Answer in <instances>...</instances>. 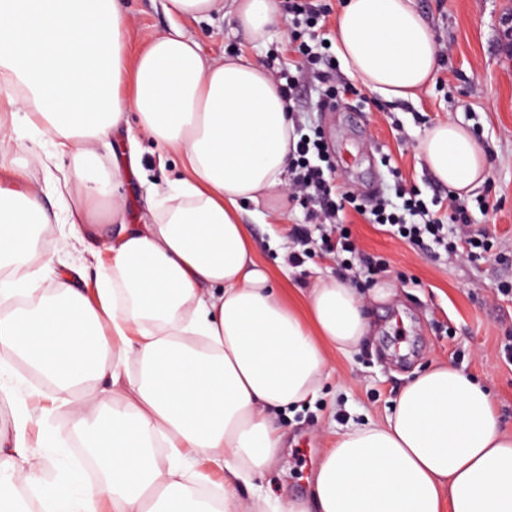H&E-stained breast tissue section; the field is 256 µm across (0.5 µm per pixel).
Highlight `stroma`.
Here are the masks:
<instances>
[{
  "label": "stroma",
  "instance_id": "obj_1",
  "mask_svg": "<svg viewBox=\"0 0 512 512\" xmlns=\"http://www.w3.org/2000/svg\"><path fill=\"white\" fill-rule=\"evenodd\" d=\"M433 27L442 62L433 81L416 100L392 102L364 93L345 95L327 107L313 84H301L290 102L298 124L316 130L328 147L341 191L357 197L365 210L378 199H394L396 185L416 189L424 200H436L441 218H448L457 202L448 187L437 184L417 154L425 130L452 120L469 129L490 161V176L465 199L474 227L486 230L491 250L480 257L447 258L444 250L422 254L406 242L377 229L363 214L345 209L359 248L361 264L377 263L375 275L346 274L336 256L314 244L310 257L298 267L289 265L294 231L309 223L308 204H288L275 194L259 205H246L243 223L249 224L256 257L278 280L304 291L318 275L347 277L361 290L390 282L397 288L389 303L370 306L372 332L351 356L336 355L331 374L317 399L302 409L278 413L285 444L261 485L281 500L305 498L314 470L326 448L351 424H382L414 373L438 362L452 364L487 387L506 429L512 430V361L503 352L512 340V45L504 32L512 27V0H415ZM186 30L204 54L219 56L246 51L270 64L282 57L289 38H297L335 56L332 26L273 31L263 45H248L231 18L189 21ZM21 147L15 164L30 178L42 176L47 148L43 137L31 133L24 117H17ZM104 167L130 166L119 188L126 201L124 221H145L150 187L164 188L182 174L179 157L148 138L129 148L118 137L100 148ZM269 214L255 223L253 211ZM81 270L94 283L99 268L86 244L59 254L51 268L33 259L15 275L20 287L38 291L53 287L70 269ZM26 413L27 446L50 456L40 479L52 483L68 474L69 458L83 459L80 443L68 433L69 413L53 388L16 365L11 398L0 397V429L11 431L14 412Z\"/></svg>",
  "mask_w": 512,
  "mask_h": 512
}]
</instances>
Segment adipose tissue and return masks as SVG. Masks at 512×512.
Masks as SVG:
<instances>
[{
	"mask_svg": "<svg viewBox=\"0 0 512 512\" xmlns=\"http://www.w3.org/2000/svg\"><path fill=\"white\" fill-rule=\"evenodd\" d=\"M163 8L174 24L146 34L131 59L125 0H0V163L19 148L3 113H32L51 146L41 180L0 185V373L21 360L48 380L100 472L92 484L76 470L40 484L49 459L25 448L17 416L0 448V512H28V487L38 488L41 512H512V433L488 389L448 363L411 378L386 423L343 433L310 499L201 495L211 469L264 474L282 445L277 412L317 398L330 358L364 342L368 305L396 290L382 283L363 296L320 276L291 304L253 254L240 215L289 189L297 136L288 100L264 64L202 54L181 22L225 11L261 45L284 22L280 0ZM334 43L347 72L386 100L416 98L439 67L414 0H343ZM132 118L179 156L184 175L149 191V223L88 237L101 205L124 214L108 185L126 172L116 164L104 174L96 149ZM417 150L457 195L488 179L486 155L454 121L432 125ZM64 154L71 169L54 163ZM54 224L68 227L58 250L88 237L110 264L94 287L76 271L38 299L22 297L2 272L36 256L52 264L40 233ZM102 400L105 411L86 413Z\"/></svg>",
	"mask_w": 512,
	"mask_h": 512,
	"instance_id": "ef3b65f1",
	"label": "adipose tissue"
}]
</instances>
